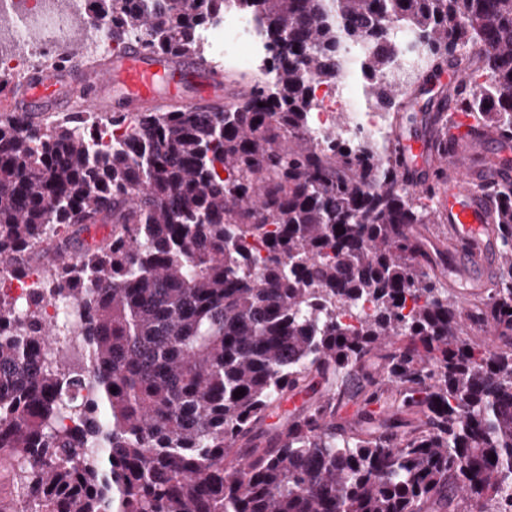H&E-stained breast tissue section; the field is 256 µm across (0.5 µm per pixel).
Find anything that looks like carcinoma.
Here are the masks:
<instances>
[{"label": "carcinoma", "instance_id": "cac0c4a2", "mask_svg": "<svg viewBox=\"0 0 512 512\" xmlns=\"http://www.w3.org/2000/svg\"><path fill=\"white\" fill-rule=\"evenodd\" d=\"M92 2L111 40L198 59L229 4L261 22L274 83L222 112H139L126 147L98 151L87 132L126 115L0 113L14 512H512V183L494 193L499 274L466 323L390 140L322 148L307 131L315 80L348 75L398 112L414 91L378 75L414 47L422 79L478 47L458 111L512 136V0ZM48 245L25 302L5 293ZM51 300L70 303L53 327ZM295 393L292 419L267 423ZM349 398L378 410L338 426Z\"/></svg>", "mask_w": 512, "mask_h": 512}]
</instances>
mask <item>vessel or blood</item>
I'll list each match as a JSON object with an SVG mask.
<instances>
[{
	"instance_id": "vessel-or-blood-1",
	"label": "vessel or blood",
	"mask_w": 512,
	"mask_h": 512,
	"mask_svg": "<svg viewBox=\"0 0 512 512\" xmlns=\"http://www.w3.org/2000/svg\"><path fill=\"white\" fill-rule=\"evenodd\" d=\"M184 69L176 58L130 44L93 70L77 63L66 71L35 73L0 95V109L45 112L65 99L108 116L148 107L223 111V69L193 63L197 90L190 95L182 88ZM429 79L448 82L457 93L468 87L465 66L453 63L434 69ZM397 154L401 179L416 190L435 188L440 198L436 217L448 229L452 281L462 285L466 299L482 296L487 275L499 261L497 239L489 230L494 217L491 190L512 182V137L490 133L462 117L441 138L430 132L399 134Z\"/></svg>"
}]
</instances>
